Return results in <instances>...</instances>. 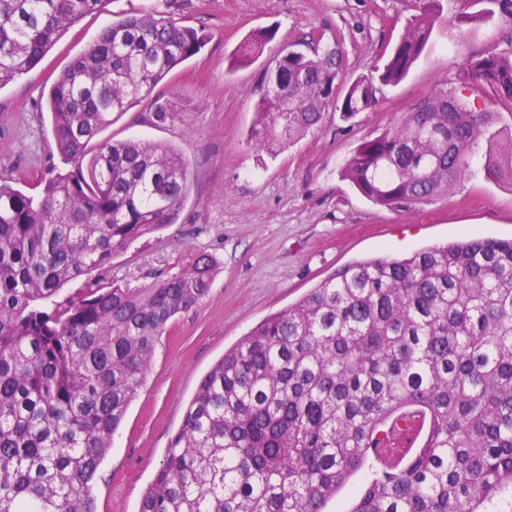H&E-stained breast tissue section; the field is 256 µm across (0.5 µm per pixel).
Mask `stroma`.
Wrapping results in <instances>:
<instances>
[{"instance_id": "1", "label": "stroma", "mask_w": 512, "mask_h": 512, "mask_svg": "<svg viewBox=\"0 0 512 512\" xmlns=\"http://www.w3.org/2000/svg\"><path fill=\"white\" fill-rule=\"evenodd\" d=\"M103 0L63 32L30 72L0 87V179L27 195L69 166L56 151L46 95L100 28L157 9L177 24L205 28L206 46L154 89L179 102L175 121L151 124L143 101L107 131L172 145L188 160L190 188L177 223L144 237L98 271L103 286L147 288L178 272L191 253L219 262L208 296L175 317L159 341L94 481L96 512H138L171 437L202 377L263 319L287 309L351 261L398 256L466 237L512 239V187L481 167L451 194L410 211L374 205L341 171L365 139L398 122L441 82L457 86L464 57L491 44L512 46L506 0H441L440 19L420 58L398 84L380 86L372 109L328 113L276 158L259 155L245 134L261 73L275 53L307 35L339 43L346 79L370 74L381 45L394 42L413 0ZM275 39L255 61L230 59L254 28Z\"/></svg>"}]
</instances>
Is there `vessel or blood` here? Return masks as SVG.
Here are the masks:
<instances>
[{
	"instance_id": "vessel-or-blood-1",
	"label": "vessel or blood",
	"mask_w": 512,
	"mask_h": 512,
	"mask_svg": "<svg viewBox=\"0 0 512 512\" xmlns=\"http://www.w3.org/2000/svg\"><path fill=\"white\" fill-rule=\"evenodd\" d=\"M424 427V414L415 406L388 419L372 442L370 453L376 465L389 468L413 453Z\"/></svg>"
}]
</instances>
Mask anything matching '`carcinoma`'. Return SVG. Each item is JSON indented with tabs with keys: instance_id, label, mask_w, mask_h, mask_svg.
Returning <instances> with one entry per match:
<instances>
[{
	"instance_id": "cac0c4a2",
	"label": "carcinoma",
	"mask_w": 512,
	"mask_h": 512,
	"mask_svg": "<svg viewBox=\"0 0 512 512\" xmlns=\"http://www.w3.org/2000/svg\"><path fill=\"white\" fill-rule=\"evenodd\" d=\"M101 0H0V88L36 67ZM439 0H416L375 73L345 85L336 43L311 36L264 71L247 142L276 157L334 110L377 102L424 52ZM271 29L240 44L263 55ZM209 39L154 13L103 27L53 83L55 145L73 168L41 195L0 184V512H96L93 480L178 314L218 272L191 256L149 288L90 277L177 221L190 182L174 147L102 137ZM459 83L512 112V50L467 60ZM178 115L155 102L151 119ZM446 83L363 141L342 177L410 210L472 174L512 187V135ZM87 277L79 296L57 300ZM406 404L432 417L420 448L381 472L365 451ZM366 470L350 512H512V240L461 239L344 265L248 332L200 380L138 512H324Z\"/></svg>"
}]
</instances>
